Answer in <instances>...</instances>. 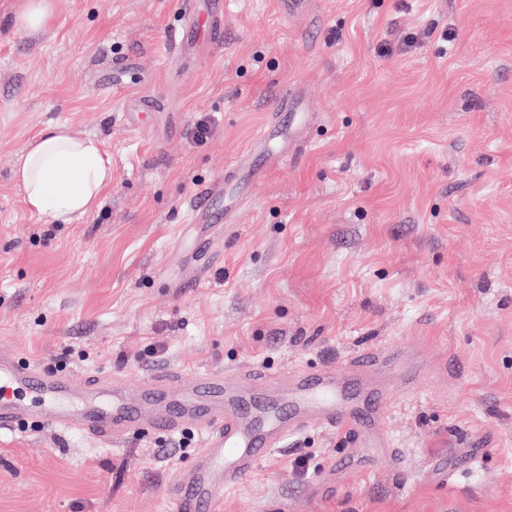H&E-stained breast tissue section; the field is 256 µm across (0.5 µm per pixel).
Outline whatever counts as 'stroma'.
<instances>
[{
	"label": "stroma",
	"mask_w": 512,
	"mask_h": 512,
	"mask_svg": "<svg viewBox=\"0 0 512 512\" xmlns=\"http://www.w3.org/2000/svg\"><path fill=\"white\" fill-rule=\"evenodd\" d=\"M24 2L0 0V348L130 387L157 367H344L382 388L391 374L359 358L394 349L421 376L390 400L392 458L354 464L313 424L219 512H512V0H312L293 18L224 0L223 46L176 54L181 0H54L37 35L13 25ZM123 57L140 66L114 92ZM284 95L307 119L284 113L279 159L233 223L188 225L197 187ZM50 124L97 139L112 167L67 224L13 180ZM200 235L215 258L198 278ZM206 439L189 425L104 443L28 420L0 432V512H172ZM325 472L332 492L313 493Z\"/></svg>",
	"instance_id": "stroma-1"
}]
</instances>
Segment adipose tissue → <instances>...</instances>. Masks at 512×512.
Listing matches in <instances>:
<instances>
[{"label": "adipose tissue", "mask_w": 512, "mask_h": 512, "mask_svg": "<svg viewBox=\"0 0 512 512\" xmlns=\"http://www.w3.org/2000/svg\"><path fill=\"white\" fill-rule=\"evenodd\" d=\"M14 180L33 213L67 223L99 205L112 185V168L97 140L50 125L31 143Z\"/></svg>", "instance_id": "adipose-tissue-1"}]
</instances>
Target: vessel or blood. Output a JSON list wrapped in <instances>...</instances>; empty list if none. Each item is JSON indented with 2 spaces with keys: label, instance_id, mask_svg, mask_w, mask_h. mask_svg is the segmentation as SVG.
I'll return each mask as SVG.
<instances>
[{
  "label": "vessel or blood",
  "instance_id": "obj_1",
  "mask_svg": "<svg viewBox=\"0 0 512 512\" xmlns=\"http://www.w3.org/2000/svg\"><path fill=\"white\" fill-rule=\"evenodd\" d=\"M224 0H185L181 26L168 44L183 49L205 39L221 44ZM283 126L270 120L256 145L243 154L237 172L223 185L200 187L189 204L188 221L211 223L221 202L231 199L241 182L240 172L262 175L275 162L264 153L267 142L281 139ZM343 369L308 376L268 378L258 372L228 381L206 373L192 380L165 368L153 370L136 395L98 378L75 381L30 366L11 352H0V430L13 428L23 416L36 414L41 425L96 439L115 441L130 432L150 428L169 432L191 424L208 433L196 466L179 475L170 491L173 512H218L224 490L238 486L261 458L288 436L308 428L311 415L343 435L363 443L370 457L390 455L382 429V405L362 407L344 388Z\"/></svg>",
  "mask_w": 512,
  "mask_h": 512
}]
</instances>
